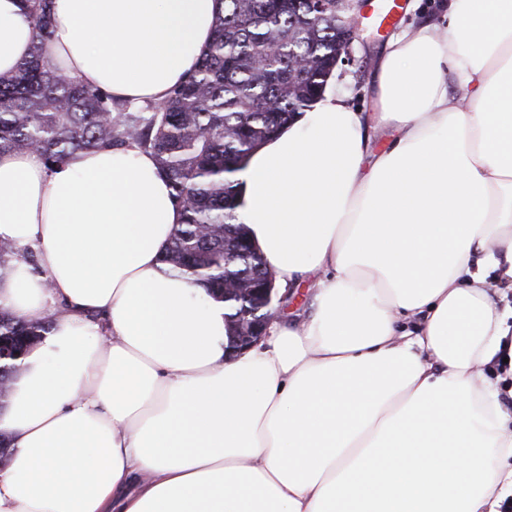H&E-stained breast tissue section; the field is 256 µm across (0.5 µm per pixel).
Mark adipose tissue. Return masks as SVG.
I'll use <instances>...</instances> for the list:
<instances>
[{
    "label": "adipose tissue",
    "instance_id": "1",
    "mask_svg": "<svg viewBox=\"0 0 512 512\" xmlns=\"http://www.w3.org/2000/svg\"><path fill=\"white\" fill-rule=\"evenodd\" d=\"M221 0H52L51 66L136 107L196 69ZM394 32L376 110L328 81L237 172L278 290L237 358L161 260L152 152H0V312L52 322L0 400V512H501L512 499V0ZM34 45L0 0V76ZM387 133L376 147L375 132Z\"/></svg>",
    "mask_w": 512,
    "mask_h": 512
}]
</instances>
